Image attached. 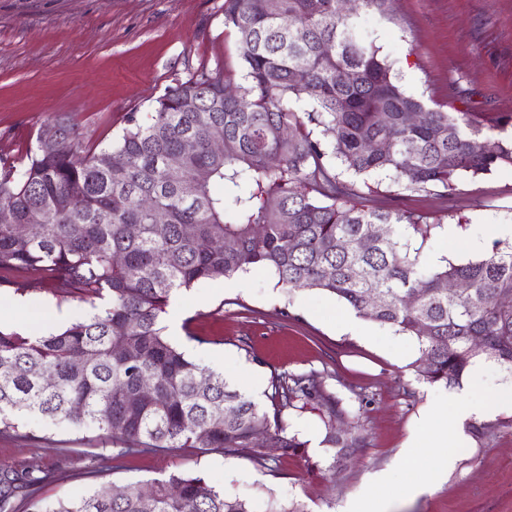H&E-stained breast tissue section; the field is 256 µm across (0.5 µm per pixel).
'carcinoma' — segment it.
Segmentation results:
<instances>
[{"mask_svg":"<svg viewBox=\"0 0 512 512\" xmlns=\"http://www.w3.org/2000/svg\"><path fill=\"white\" fill-rule=\"evenodd\" d=\"M362 10L386 15L389 0H356L349 14L344 0H224L244 64L234 96L221 73L202 69L167 89L150 123L129 115L114 146L84 149L54 120L24 155L0 161V271L31 272L92 306L111 296L107 308L34 340L0 328L1 433L26 413L93 425L128 449L248 448L264 465L305 447L285 415L312 410L336 468L365 440V395L355 394V409L315 375L284 371L271 377L268 412L188 359L161 326L176 293L253 269L411 337L412 366L430 384H460L480 353L512 369V303L501 301L512 296V246L428 267L422 252L435 225L367 208L331 172L337 161L406 189L452 190L512 169V137L484 134L483 114L431 107L403 89L360 31ZM301 102L311 109L296 111ZM411 112L424 119L410 122ZM214 138L223 151L210 149ZM153 209L167 215L161 233ZM48 478L0 475V512L19 503L33 512H252L180 468L151 481L148 498L130 483L117 499L99 486L43 505L30 491Z\"/></svg>","mask_w":512,"mask_h":512,"instance_id":"1","label":"carcinoma"}]
</instances>
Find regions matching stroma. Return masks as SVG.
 <instances>
[{
    "label": "stroma",
    "instance_id": "stroma-1",
    "mask_svg": "<svg viewBox=\"0 0 512 512\" xmlns=\"http://www.w3.org/2000/svg\"><path fill=\"white\" fill-rule=\"evenodd\" d=\"M362 30L380 46L400 84L428 102L481 112L512 125V0H390L388 16L361 14ZM221 69L241 82L237 38L224 27V0H0V157L26 153L41 125L63 118L83 143L116 144L129 113L148 121L156 101L200 69ZM367 207L411 213L437 225L424 259L475 258L470 239L492 224L512 225V170L459 181L454 190L406 189L388 177L366 181L345 169ZM462 234L443 238L442 226ZM27 283L47 312L91 314L75 299L57 300L48 283L25 271L0 273V291ZM174 341L193 347L194 359L215 365L227 381L248 373L252 399L269 407L272 375H316L342 399L368 396L364 447L329 470L333 453L317 413L289 412L290 433L304 453L260 465L250 452L227 456L201 448L127 453L92 428L75 429L22 419L0 434V471L52 472L35 497L42 503L74 499L93 485L120 487L163 477L174 467L203 474L226 495L264 512L269 498L302 512H368L365 479L386 472L390 512H512V406L459 426L461 445L441 449L453 465L441 483L417 498H395L417 481L415 467L396 461L422 411L455 395L475 403L512 387V373L494 362L481 374L445 387L419 381L415 342L394 328L362 320V333L344 328L349 306L318 291L287 292L267 271L253 270L183 292Z\"/></svg>",
    "mask_w": 512,
    "mask_h": 512
}]
</instances>
